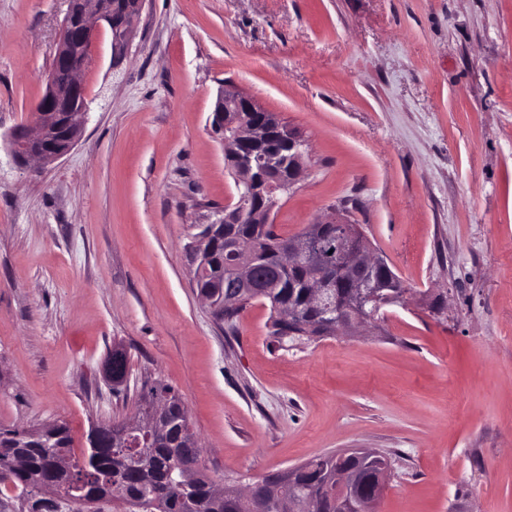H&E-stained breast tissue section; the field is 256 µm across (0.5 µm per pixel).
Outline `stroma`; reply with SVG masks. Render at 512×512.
Here are the masks:
<instances>
[{
  "instance_id": "obj_1",
  "label": "stroma",
  "mask_w": 512,
  "mask_h": 512,
  "mask_svg": "<svg viewBox=\"0 0 512 512\" xmlns=\"http://www.w3.org/2000/svg\"><path fill=\"white\" fill-rule=\"evenodd\" d=\"M66 8L0 0L1 130L44 93ZM84 82L69 154L0 149V426L66 423L77 457L158 379L215 480L370 448L380 512H512V0H146ZM227 82L310 145L276 232L352 202L407 288L378 331L281 348L269 302L227 323L198 295L186 246L235 194Z\"/></svg>"
}]
</instances>
